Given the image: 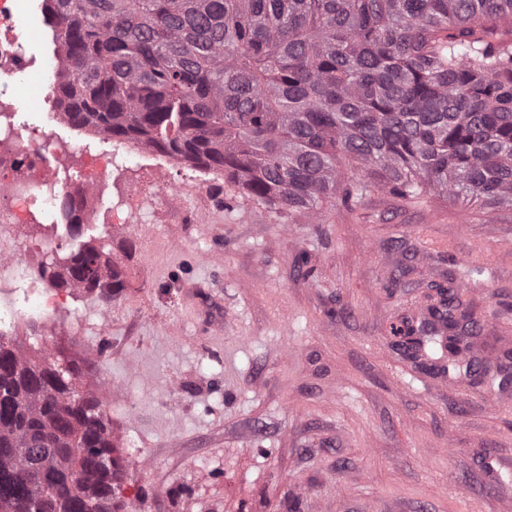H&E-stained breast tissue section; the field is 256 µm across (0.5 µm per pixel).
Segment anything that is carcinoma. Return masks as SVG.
Instances as JSON below:
<instances>
[{
  "label": "carcinoma",
  "instance_id": "obj_1",
  "mask_svg": "<svg viewBox=\"0 0 512 512\" xmlns=\"http://www.w3.org/2000/svg\"><path fill=\"white\" fill-rule=\"evenodd\" d=\"M44 3L74 127L221 173L262 209L319 222L373 185L512 204V0ZM46 274L127 287L91 243ZM477 329L448 288L408 343L470 385L462 350ZM80 380L73 361L0 341V512H117L112 432Z\"/></svg>",
  "mask_w": 512,
  "mask_h": 512
}]
</instances>
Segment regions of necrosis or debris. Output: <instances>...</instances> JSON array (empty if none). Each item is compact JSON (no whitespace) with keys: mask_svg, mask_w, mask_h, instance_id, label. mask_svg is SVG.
I'll list each match as a JSON object with an SVG mask.
<instances>
[{"mask_svg":"<svg viewBox=\"0 0 512 512\" xmlns=\"http://www.w3.org/2000/svg\"><path fill=\"white\" fill-rule=\"evenodd\" d=\"M34 11L33 0H0V75L20 85L26 83L32 64L16 33L17 20ZM17 114L15 100L0 99V285L14 290L10 302L0 304V331L25 315L49 320L51 308L34 285V273L10 248L9 228L40 220L53 227L64 223L58 197L68 190L81 214H88L99 181L119 177L123 161L147 157L146 152L126 146L110 153L82 149V179L72 190L58 178L67 159L66 148L44 127L18 123Z\"/></svg>","mask_w":512,"mask_h":512,"instance_id":"4bbe7bcc","label":"necrosis or debris"}]
</instances>
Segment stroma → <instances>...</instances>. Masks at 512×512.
I'll return each mask as SVG.
<instances>
[{
	"mask_svg": "<svg viewBox=\"0 0 512 512\" xmlns=\"http://www.w3.org/2000/svg\"><path fill=\"white\" fill-rule=\"evenodd\" d=\"M18 119L93 140L56 123L35 77ZM164 181L180 207L155 197ZM38 232L13 228L31 266L90 241L126 269L109 300L40 278L59 300L49 324L20 319L9 338L89 362L127 512H512V475L485 470L512 461V387L420 372L392 345L440 284L480 321L468 358L512 357L511 209L373 187L291 221L166 156L102 182L54 256L30 251Z\"/></svg>",
	"mask_w": 512,
	"mask_h": 512,
	"instance_id": "stroma-1",
	"label": "stroma"
}]
</instances>
